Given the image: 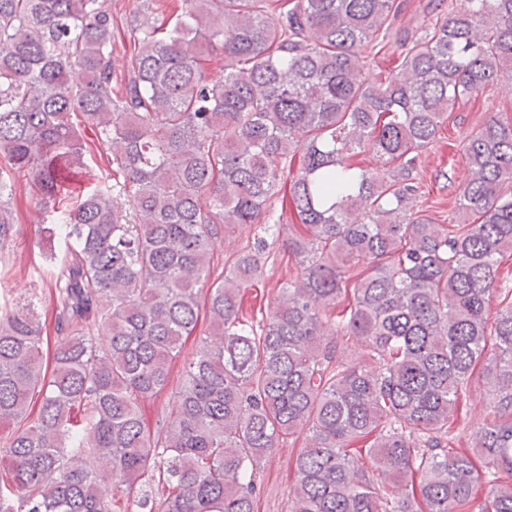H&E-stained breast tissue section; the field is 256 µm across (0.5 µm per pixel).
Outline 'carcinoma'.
<instances>
[{
	"label": "carcinoma",
	"mask_w": 512,
	"mask_h": 512,
	"mask_svg": "<svg viewBox=\"0 0 512 512\" xmlns=\"http://www.w3.org/2000/svg\"><path fill=\"white\" fill-rule=\"evenodd\" d=\"M468 2L399 41L376 84L363 68L392 47L396 0H180L135 29L116 88L104 0H0V259L5 174L23 170L61 263L51 350L33 304L0 305V512H255L261 463L293 436L287 512H512V121L463 145L464 223L411 206L448 113L512 76V0ZM93 149L106 180L66 192ZM356 151L384 173L352 171ZM277 188L278 219L306 235L255 324L244 298L278 237ZM247 224L264 235L210 279L217 242ZM196 332L152 427L141 403ZM475 377L493 419L459 448Z\"/></svg>",
	"instance_id": "1"
}]
</instances>
